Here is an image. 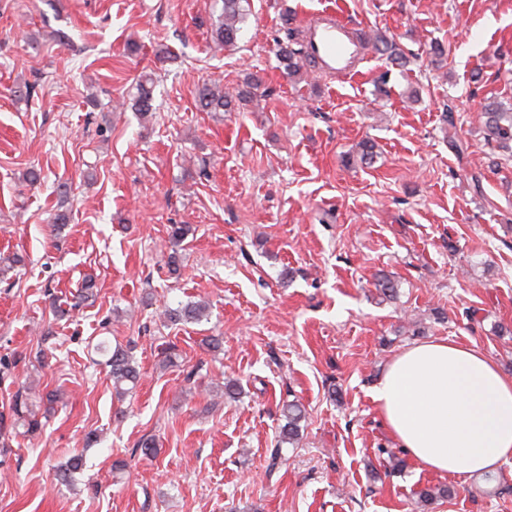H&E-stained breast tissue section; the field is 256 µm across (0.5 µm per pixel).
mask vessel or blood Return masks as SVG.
<instances>
[{
    "label": "vessel or blood",
    "instance_id": "1",
    "mask_svg": "<svg viewBox=\"0 0 512 512\" xmlns=\"http://www.w3.org/2000/svg\"><path fill=\"white\" fill-rule=\"evenodd\" d=\"M310 61L332 77L352 75L360 60V45L350 25L331 15H318L302 29Z\"/></svg>",
    "mask_w": 512,
    "mask_h": 512
}]
</instances>
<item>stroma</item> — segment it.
Listing matches in <instances>:
<instances>
[{
    "label": "stroma",
    "mask_w": 512,
    "mask_h": 512,
    "mask_svg": "<svg viewBox=\"0 0 512 512\" xmlns=\"http://www.w3.org/2000/svg\"><path fill=\"white\" fill-rule=\"evenodd\" d=\"M249 3L237 49L215 52L221 0H0V257L18 259L0 277V512H512V467L490 483L420 468L371 398L424 341L477 345L512 375V157L479 119L512 107V0ZM289 10L298 27L327 12L385 31L408 63L369 51L351 77L294 82L276 59ZM145 71L147 123L113 107ZM251 73L261 93L240 111L196 109L202 82ZM170 224L192 228L176 248ZM87 274L97 294L81 304ZM196 301L206 320L162 322ZM102 339L133 347L125 401ZM25 383L60 396L33 434L9 421ZM294 398L302 438L275 461ZM76 453L71 487L56 473ZM426 487L452 495L425 507Z\"/></svg>",
    "instance_id": "stroma-1"
}]
</instances>
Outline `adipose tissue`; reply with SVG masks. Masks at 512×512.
I'll return each mask as SVG.
<instances>
[{
  "label": "adipose tissue",
  "mask_w": 512,
  "mask_h": 512,
  "mask_svg": "<svg viewBox=\"0 0 512 512\" xmlns=\"http://www.w3.org/2000/svg\"><path fill=\"white\" fill-rule=\"evenodd\" d=\"M371 397L422 468L471 476L512 464V377L476 346L414 345L391 361Z\"/></svg>",
  "instance_id": "adipose-tissue-1"
}]
</instances>
